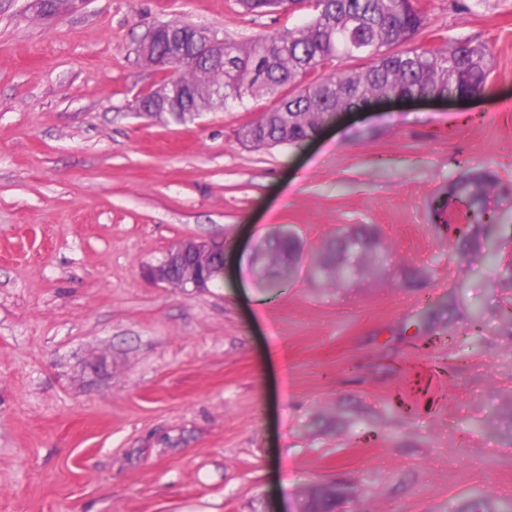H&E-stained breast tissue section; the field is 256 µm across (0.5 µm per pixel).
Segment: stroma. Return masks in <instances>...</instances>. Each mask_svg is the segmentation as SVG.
Segmentation results:
<instances>
[{
    "instance_id": "35a3bbf8",
    "label": "stroma",
    "mask_w": 512,
    "mask_h": 512,
    "mask_svg": "<svg viewBox=\"0 0 512 512\" xmlns=\"http://www.w3.org/2000/svg\"><path fill=\"white\" fill-rule=\"evenodd\" d=\"M427 0L416 45L493 49L469 103L371 102L299 148L247 149L266 98L134 110L136 49L185 22L237 41L308 10L234 0H0V512H512V0ZM497 184L480 238L456 183ZM367 225L384 269L308 268ZM302 251L276 290L259 245ZM224 243L207 288L146 275Z\"/></svg>"
}]
</instances>
